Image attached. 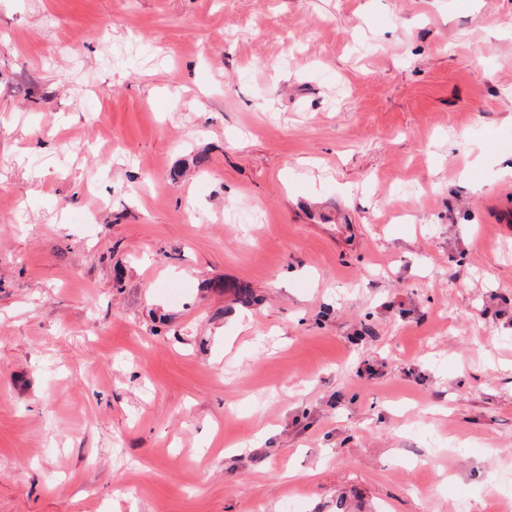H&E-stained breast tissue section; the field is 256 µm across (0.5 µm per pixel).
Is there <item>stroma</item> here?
Wrapping results in <instances>:
<instances>
[{"mask_svg":"<svg viewBox=\"0 0 512 512\" xmlns=\"http://www.w3.org/2000/svg\"><path fill=\"white\" fill-rule=\"evenodd\" d=\"M0 512H512V0H0Z\"/></svg>","mask_w":512,"mask_h":512,"instance_id":"obj_1","label":"stroma"}]
</instances>
